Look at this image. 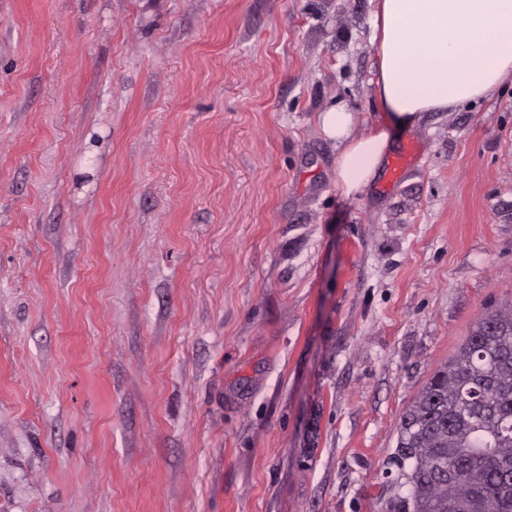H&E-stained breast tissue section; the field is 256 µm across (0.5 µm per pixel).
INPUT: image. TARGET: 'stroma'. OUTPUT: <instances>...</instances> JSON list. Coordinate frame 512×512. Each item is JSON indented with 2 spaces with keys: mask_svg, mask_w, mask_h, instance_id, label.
<instances>
[{
  "mask_svg": "<svg viewBox=\"0 0 512 512\" xmlns=\"http://www.w3.org/2000/svg\"><path fill=\"white\" fill-rule=\"evenodd\" d=\"M375 0H0V512H387L512 300V84L390 132ZM352 114L341 105L322 116L324 132L335 138L340 148L336 165V183L347 196L356 195L373 180L389 146V134L379 129L363 137H353ZM419 146L414 141L408 142L405 147L399 152L391 164V176L398 179L402 171L414 164L419 158Z\"/></svg>",
  "mask_w": 512,
  "mask_h": 512,
  "instance_id": "obj_1",
  "label": "stroma"
}]
</instances>
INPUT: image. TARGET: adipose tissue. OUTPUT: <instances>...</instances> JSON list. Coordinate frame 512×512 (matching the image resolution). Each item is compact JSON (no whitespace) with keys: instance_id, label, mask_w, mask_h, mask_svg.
<instances>
[{"instance_id":"adipose-tissue-1","label":"adipose tissue","mask_w":512,"mask_h":512,"mask_svg":"<svg viewBox=\"0 0 512 512\" xmlns=\"http://www.w3.org/2000/svg\"><path fill=\"white\" fill-rule=\"evenodd\" d=\"M373 29L372 91L392 124L491 97L512 80V0H377ZM352 124L341 105L322 116L340 148L336 183L348 196L373 180L389 146L386 130L355 137Z\"/></svg>"}]
</instances>
